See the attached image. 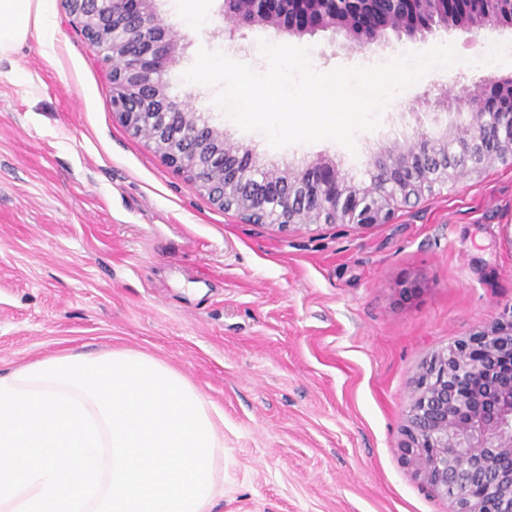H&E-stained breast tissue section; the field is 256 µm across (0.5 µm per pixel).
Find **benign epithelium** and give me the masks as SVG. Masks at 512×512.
I'll use <instances>...</instances> for the list:
<instances>
[{"instance_id": "benign-epithelium-1", "label": "benign epithelium", "mask_w": 512, "mask_h": 512, "mask_svg": "<svg viewBox=\"0 0 512 512\" xmlns=\"http://www.w3.org/2000/svg\"><path fill=\"white\" fill-rule=\"evenodd\" d=\"M69 4L90 45L112 61L113 114L226 211L248 218L259 208L283 231L322 223L364 228L389 223L451 170L512 163V100L504 105L478 84L460 88L477 119L467 137L448 143L422 133L378 160L365 188L349 185L330 160L293 174L267 169L251 150L224 145V132L198 110L166 95L179 38L154 0H123L120 9L105 0ZM463 15L472 32L495 29L512 22V0H466ZM221 16L234 30L266 26L299 37L330 30L369 49L389 33L423 41L458 14L450 0H223ZM398 449L417 476L455 501L456 512H512V303L423 365Z\"/></svg>"}]
</instances>
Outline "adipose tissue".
<instances>
[{"label": "adipose tissue", "instance_id": "1", "mask_svg": "<svg viewBox=\"0 0 512 512\" xmlns=\"http://www.w3.org/2000/svg\"><path fill=\"white\" fill-rule=\"evenodd\" d=\"M37 37L45 51L56 41L54 0H0V80L17 82L15 56Z\"/></svg>", "mask_w": 512, "mask_h": 512}]
</instances>
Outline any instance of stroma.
<instances>
[{
    "label": "stroma",
    "instance_id": "stroma-1",
    "mask_svg": "<svg viewBox=\"0 0 512 512\" xmlns=\"http://www.w3.org/2000/svg\"><path fill=\"white\" fill-rule=\"evenodd\" d=\"M181 38L167 76L229 143L269 168L329 159L358 188L377 159L419 133L455 138L471 114L447 89L512 78L468 67L512 28L465 25L364 51L320 31L300 38L313 67L372 66L453 44L461 61L409 87L381 126L333 141L270 147L183 73L199 48L267 67L275 30L223 29L222 0H157ZM56 47L29 40L27 82L0 81V375L60 354L132 349L186 375L224 414V490L211 512H455L401 459L422 364L512 302V165L449 179L367 228L288 231L220 209L155 145L113 115L109 62L55 0ZM203 16L196 29L186 15Z\"/></svg>",
    "mask_w": 512,
    "mask_h": 512
}]
</instances>
